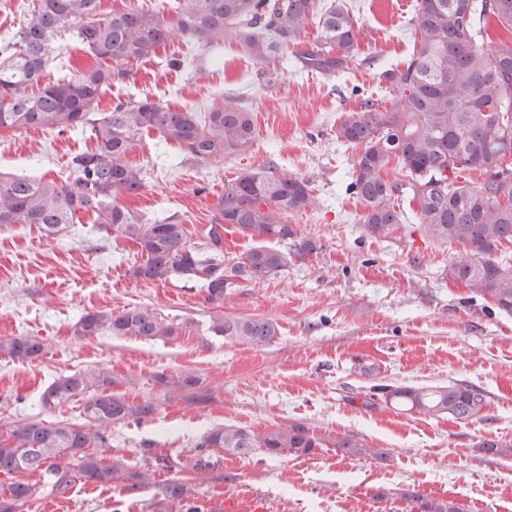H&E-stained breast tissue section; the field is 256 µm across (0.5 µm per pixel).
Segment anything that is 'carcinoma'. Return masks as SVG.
Instances as JSON below:
<instances>
[{
  "label": "carcinoma",
  "mask_w": 512,
  "mask_h": 512,
  "mask_svg": "<svg viewBox=\"0 0 512 512\" xmlns=\"http://www.w3.org/2000/svg\"><path fill=\"white\" fill-rule=\"evenodd\" d=\"M100 0H33L21 28L0 40V129L40 128L62 134H89L94 149L72 157L73 183L32 177H0V227L35 224L47 237L64 232L81 212L96 214L99 229L135 243L140 261L131 274L145 283L186 279L199 284L215 305L209 332L226 344L261 349L278 335L276 323L241 318L220 311L224 293L247 284L260 285L288 267V257L317 252L318 243L288 223V213L314 204L306 180L295 175L241 170L224 180L212 223L201 232L204 243L180 219L148 220L115 200L144 187L142 169L127 156L141 135L156 131L177 144L188 160L211 163L247 151L255 141L252 113L229 98L205 113L179 109L148 97L119 102L99 111L112 79L156 56L166 42L185 36L216 50L237 43L251 59L263 63L293 56L303 68L337 72L355 56V23L340 6L320 16V43L300 50V37L314 0H184L175 13L134 8L104 15ZM512 37V0H418L413 24L414 48L406 65L385 70L389 101L367 97L336 129V138L357 151L349 190L363 206V226L377 237L405 227L409 234L464 247L465 255L449 264L446 278L492 300L512 314V265L494 259L512 244V173L502 152L512 143V128L502 127L505 105L512 106V45L493 44L490 31ZM71 34L96 60L75 70L61 59L62 36ZM53 82L42 83L50 67ZM395 164L398 178L383 171ZM481 179L476 183L472 177ZM415 223H406V213ZM231 225L256 244L224 256V226ZM181 324L149 307L91 311L79 317L73 333L81 338L110 336L144 341L175 340ZM35 336L0 337V355L26 364L45 352ZM162 388L144 401L109 391L110 371H75L54 380L42 406L62 407L81 398L87 426L65 421L22 419L0 437V474L14 478L0 495V512L50 490L66 493L78 480L116 485L132 493L154 489L156 504L183 503L197 487L183 480L156 482L149 468L134 470L120 458L103 463L92 449L105 443L112 429L140 424L161 406L183 401L208 405L212 389L191 374L154 376ZM431 419L455 421L480 417L488 405L485 391L469 385L380 387L367 406L377 402ZM200 448H217L240 457L257 450L276 458H299L317 448L344 454L383 457L348 436L316 433L303 423H278L262 432L239 426H216L201 436ZM478 449L512 458V440L480 442ZM179 467L201 480L215 467L212 456L196 453ZM41 474L44 485L21 480ZM409 512H460L451 499L407 494Z\"/></svg>",
  "instance_id": "obj_1"
}]
</instances>
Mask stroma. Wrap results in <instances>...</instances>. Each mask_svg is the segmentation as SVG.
Wrapping results in <instances>:
<instances>
[{"label":"stroma","instance_id":"obj_1","mask_svg":"<svg viewBox=\"0 0 512 512\" xmlns=\"http://www.w3.org/2000/svg\"><path fill=\"white\" fill-rule=\"evenodd\" d=\"M340 2L355 19L359 44L338 72L310 71L292 58L261 64L233 42L215 52L180 38L113 81L100 103L106 110L146 96L203 113L234 96L254 114L252 147L220 162L187 160L157 133L143 134L127 160L145 172L144 187L119 203L145 218L175 214L200 232L225 179L237 171L308 180L317 205L290 213L288 221L318 242V252L224 298L226 314L272 319L275 341L261 350L225 345L208 330L211 305L199 285L135 279V247L100 232L94 213L80 214L53 238L30 224L2 227L0 336H35L48 349L26 365L0 356V422L81 424L78 403L51 412L40 400L54 378L79 369L108 368L117 392L141 400L158 394L155 374L189 372L213 388L214 403L172 404L154 420L116 427L98 456L149 465L164 482L177 475L169 460L194 454L214 426L259 431L296 421L386 457L332 448L298 459L224 453L201 499L205 512H406L412 491L452 498L461 512H512V459L478 449L483 440L512 439V315L446 279L462 247L402 230L387 238L365 232L363 207L347 189L356 152L336 138L363 98L384 95L381 73L411 53L413 14L400 11L398 0ZM185 58L189 67H179ZM92 147L78 133L1 129L0 174L61 182L71 177V158ZM142 305L182 323L181 336L148 343L73 334L84 313ZM448 384L483 389L482 418L434 420L366 405L378 385ZM152 496L80 481L66 495H48L20 512H148Z\"/></svg>","mask_w":512,"mask_h":512}]
</instances>
